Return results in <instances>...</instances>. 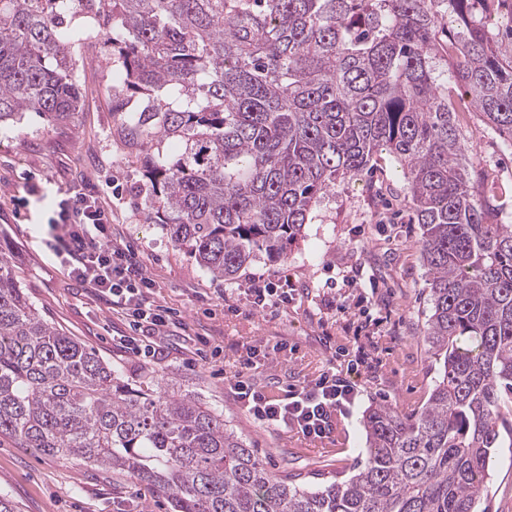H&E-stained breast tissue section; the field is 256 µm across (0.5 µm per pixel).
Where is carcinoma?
Segmentation results:
<instances>
[{
  "instance_id": "obj_1",
  "label": "carcinoma",
  "mask_w": 512,
  "mask_h": 512,
  "mask_svg": "<svg viewBox=\"0 0 512 512\" xmlns=\"http://www.w3.org/2000/svg\"><path fill=\"white\" fill-rule=\"evenodd\" d=\"M500 2L0 0V125L74 119L70 48L88 19L148 212L217 278L287 254L320 195L387 152L423 230L439 364L420 409L366 412L355 474L304 488L223 414L150 375L123 380L50 325L0 256V444L124 471L172 512H477L493 450L512 447V225L489 219L441 53L512 136V50L488 23Z\"/></svg>"
}]
</instances>
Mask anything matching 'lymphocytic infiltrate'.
Wrapping results in <instances>:
<instances>
[{
    "instance_id": "lymphocytic-infiltrate-1",
    "label": "lymphocytic infiltrate",
    "mask_w": 512,
    "mask_h": 512,
    "mask_svg": "<svg viewBox=\"0 0 512 512\" xmlns=\"http://www.w3.org/2000/svg\"><path fill=\"white\" fill-rule=\"evenodd\" d=\"M61 233L55 254L71 278L90 284L109 304L121 309L140 333L145 346L171 336L177 323L170 311L149 298L153 286L144 265L127 246L112 242L110 219L93 196L81 193L75 208L61 207ZM235 387L246 408L260 421L297 430L305 438L329 437L336 417L354 403V381L335 370L322 373L313 385L276 400L239 378Z\"/></svg>"
}]
</instances>
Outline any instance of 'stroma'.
I'll return each instance as SVG.
<instances>
[{
  "label": "stroma",
  "mask_w": 512,
  "mask_h": 512,
  "mask_svg": "<svg viewBox=\"0 0 512 512\" xmlns=\"http://www.w3.org/2000/svg\"><path fill=\"white\" fill-rule=\"evenodd\" d=\"M102 45L93 33L70 49L81 104L73 123L29 112L0 127V252L39 312L124 379L155 373L172 380L222 413L228 429L280 475L312 484L349 477L365 458L366 410L421 408L435 376L424 341L429 275L401 170L388 156L374 159L321 197L283 260L262 256L236 278L213 277L148 217L136 152L122 141L106 98ZM461 137L477 170L509 198L504 205L489 198L494 223L512 225V138L477 112L466 113ZM76 190L109 214V234L143 261L154 300L183 322L156 356L127 348L128 317L68 277L49 248L55 204ZM259 277L287 281V304L253 309L248 290ZM230 302L235 312L227 311ZM260 344L272 352L255 357L248 377L275 399L329 366L342 371L362 358L357 398L330 438L312 442L260 422L238 400L239 358ZM1 494L21 512H171L165 496L126 472L9 443L0 447ZM476 505L479 512H512V448L494 451Z\"/></svg>",
  "instance_id": "1"
}]
</instances>
